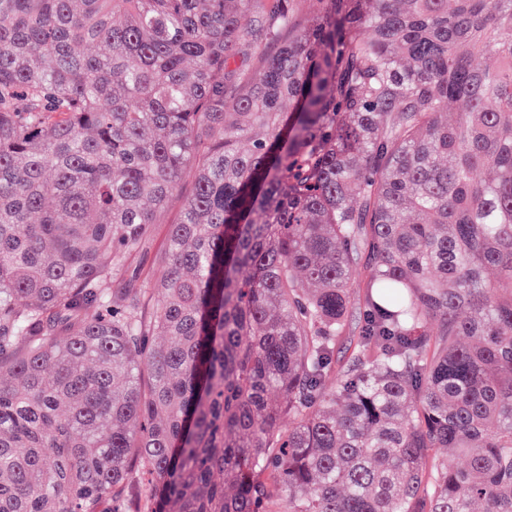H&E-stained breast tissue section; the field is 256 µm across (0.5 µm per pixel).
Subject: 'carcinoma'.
<instances>
[{"label":"carcinoma","mask_w":512,"mask_h":512,"mask_svg":"<svg viewBox=\"0 0 512 512\" xmlns=\"http://www.w3.org/2000/svg\"><path fill=\"white\" fill-rule=\"evenodd\" d=\"M301 2L0 0V512H512V0ZM193 189V182L191 177H185L179 186V193L176 197L172 198L165 208L158 210L156 214V223L152 225V235L149 244L141 251L137 257V264L143 271L144 275L149 274L153 276L156 274L157 265L156 258L166 242V234L168 224L176 222L182 201L185 197L190 195Z\"/></svg>","instance_id":"cac0c4a2"}]
</instances>
